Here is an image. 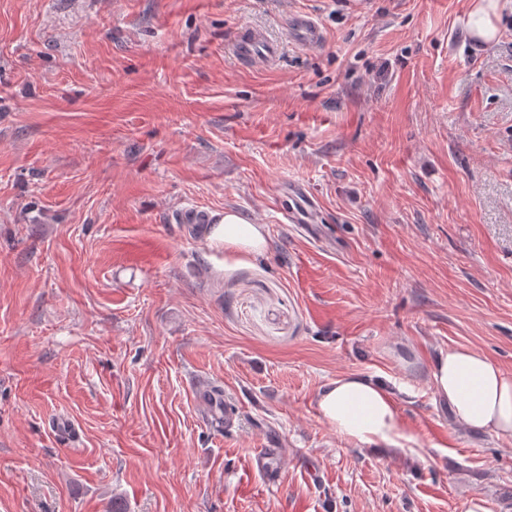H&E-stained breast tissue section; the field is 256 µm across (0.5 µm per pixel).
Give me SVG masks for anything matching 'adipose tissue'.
Segmentation results:
<instances>
[{
    "label": "adipose tissue",
    "instance_id": "adipose-tissue-1",
    "mask_svg": "<svg viewBox=\"0 0 512 512\" xmlns=\"http://www.w3.org/2000/svg\"><path fill=\"white\" fill-rule=\"evenodd\" d=\"M213 236L235 263L266 251L262 225L228 209L214 217ZM435 391L454 420L470 431L512 437V375L486 355L466 347L440 352L433 371ZM320 415L336 432L361 446L403 447L411 439L390 389L364 374L325 384L316 395Z\"/></svg>",
    "mask_w": 512,
    "mask_h": 512
}]
</instances>
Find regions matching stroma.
Returning a JSON list of instances; mask_svg holds the SVG:
<instances>
[{"label": "stroma", "instance_id": "35a3bbf8", "mask_svg": "<svg viewBox=\"0 0 512 512\" xmlns=\"http://www.w3.org/2000/svg\"><path fill=\"white\" fill-rule=\"evenodd\" d=\"M472 5L0 0V512H512V438L433 383L458 346L512 373V12L484 42ZM303 12L320 49L288 41ZM253 29L273 64L230 52ZM227 208L263 255L185 220ZM348 373L412 442L323 420ZM271 429L278 489L251 466ZM214 216L213 238L224 242V252L234 258L235 263H245V258L266 251L269 239L261 224H252L241 213L224 209V214ZM200 400L204 404L210 423L217 428L229 429L233 426L232 416L236 407L225 398L224 388L210 383L200 390Z\"/></svg>", "mask_w": 512, "mask_h": 512}]
</instances>
